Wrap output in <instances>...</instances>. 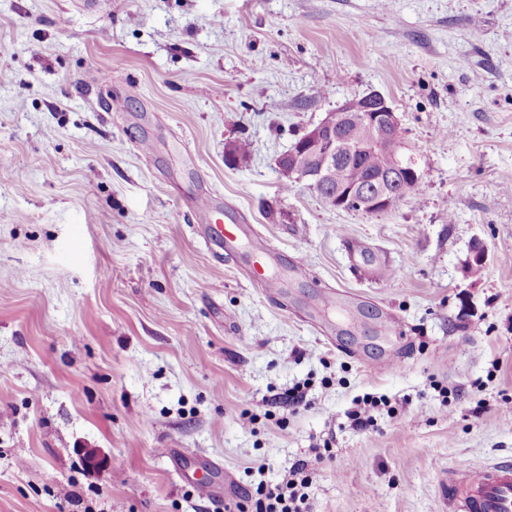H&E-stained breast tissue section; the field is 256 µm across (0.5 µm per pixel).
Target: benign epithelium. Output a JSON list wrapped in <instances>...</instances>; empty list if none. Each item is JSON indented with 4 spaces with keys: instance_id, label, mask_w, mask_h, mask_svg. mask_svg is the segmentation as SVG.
I'll return each mask as SVG.
<instances>
[{
    "instance_id": "benign-epithelium-1",
    "label": "benign epithelium",
    "mask_w": 512,
    "mask_h": 512,
    "mask_svg": "<svg viewBox=\"0 0 512 512\" xmlns=\"http://www.w3.org/2000/svg\"><path fill=\"white\" fill-rule=\"evenodd\" d=\"M357 112L366 113L369 122L382 123L390 130L385 141L376 144L365 140L360 147L377 146L384 149L393 158L392 170L373 179L370 187L339 185L336 192L322 195V200L332 208L346 210L355 206L369 214L378 215L389 211L401 200L405 179H421L414 161L401 153L398 117L387 99L378 92L346 100L335 111L327 113L318 124L305 131L296 148L310 157L312 165L308 169L296 172L288 168V162L282 158L278 161V168L283 176L306 180L311 188L319 190L326 178L336 174V157L351 141L349 121L351 115Z\"/></svg>"
}]
</instances>
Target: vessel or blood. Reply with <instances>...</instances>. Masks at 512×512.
Listing matches in <instances>:
<instances>
[{
	"label": "vessel or blood",
	"mask_w": 512,
	"mask_h": 512,
	"mask_svg": "<svg viewBox=\"0 0 512 512\" xmlns=\"http://www.w3.org/2000/svg\"><path fill=\"white\" fill-rule=\"evenodd\" d=\"M207 230L229 251L236 249L244 232L237 224H211ZM444 494L448 512H512V458L449 478Z\"/></svg>",
	"instance_id": "1"
}]
</instances>
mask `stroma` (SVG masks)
Returning <instances> with one entry per match:
<instances>
[{"instance_id":"stroma-1","label":"stroma","mask_w":512,"mask_h":512,"mask_svg":"<svg viewBox=\"0 0 512 512\" xmlns=\"http://www.w3.org/2000/svg\"><path fill=\"white\" fill-rule=\"evenodd\" d=\"M373 91L417 195L367 215L280 174ZM504 457L512 0H0V512H239L306 458L312 512H448ZM207 230L209 235L223 244L228 251L235 250L241 235H245L244 228L237 224H208ZM375 399L365 396L356 401V407L348 412L347 417L350 425L357 430L365 431L373 427L374 420L371 414V408L375 405Z\"/></svg>"}]
</instances>
